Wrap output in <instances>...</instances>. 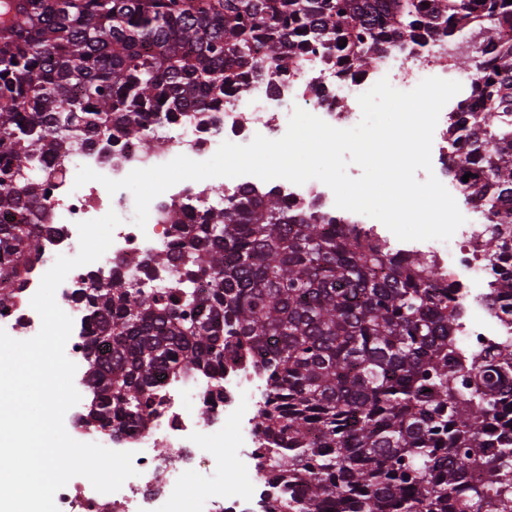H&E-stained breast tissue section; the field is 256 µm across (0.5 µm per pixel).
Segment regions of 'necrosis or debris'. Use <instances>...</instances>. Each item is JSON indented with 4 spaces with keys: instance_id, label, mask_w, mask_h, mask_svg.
Listing matches in <instances>:
<instances>
[{
    "instance_id": "necrosis-or-debris-1",
    "label": "necrosis or debris",
    "mask_w": 512,
    "mask_h": 512,
    "mask_svg": "<svg viewBox=\"0 0 512 512\" xmlns=\"http://www.w3.org/2000/svg\"><path fill=\"white\" fill-rule=\"evenodd\" d=\"M433 73L441 79L448 76L447 70H435L433 57L397 50L383 54L374 69L355 82L339 79L335 72L312 60L297 74L280 80L276 89L257 83L246 98L225 102L222 111L189 112L179 126L155 129L153 135L161 142V149L148 152L133 141L112 147L100 140L78 150L42 187L48 221L57 225L59 232L45 239L20 288L0 291V329L16 340L30 339L39 332L41 319L30 301L43 275L58 256L77 255L79 222L115 212L121 223L113 232L111 246L96 264L73 269L55 293L57 304L73 320L65 353L77 366L75 388L85 391L87 313L74 302V294L89 287L95 278L105 282L118 277L123 283L143 288L168 287L179 277L176 267L160 269L152 278L146 277L143 269L148 255L173 244L168 211L188 198L198 208L211 207L221 192L209 178L181 181L153 199L146 225L141 228L134 222L135 199L129 190L111 194L96 181L76 186L80 167L121 180L133 170L166 164L176 153L205 161L226 141L245 145L258 135L281 138L298 107L332 127L348 129L361 119L359 95L379 80L388 79L393 88L409 91ZM243 181L259 189L273 185L290 206L316 204L326 215L369 232L396 251L422 253L433 260L459 314L456 339L461 347L478 350L512 335V320L498 314L488 302L495 271L486 250V224L461 225L446 241H402L379 220L338 209L333 191L319 180L297 185L277 178L268 184L247 175ZM267 392L263 374L244 357L237 364L225 365L220 385L196 371L183 373L177 381H166L162 401L142 431H116L111 437L100 438L82 425L81 406L72 407L64 418L68 434L80 442L101 441L112 450L133 453L137 474L112 493L98 492L85 477H74L55 496L59 512H249L253 497L263 496L268 488L269 475L256 460L262 450L258 410ZM228 444L248 449L249 460L225 464L222 449ZM165 448L176 450V469H169L162 457ZM202 468L219 473V480L204 485L186 482V475Z\"/></svg>"
}]
</instances>
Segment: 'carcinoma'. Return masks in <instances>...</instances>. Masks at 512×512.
Wrapping results in <instances>:
<instances>
[{
  "mask_svg": "<svg viewBox=\"0 0 512 512\" xmlns=\"http://www.w3.org/2000/svg\"><path fill=\"white\" fill-rule=\"evenodd\" d=\"M475 26L473 80L451 124L453 177L488 212L490 260L512 254V25L506 0H0V289L16 288L51 227L47 165L78 145L138 142L184 112H217L309 55L357 79L380 54L411 55ZM473 174L469 181L462 177ZM169 221L179 291L93 284L83 421L147 427L161 379L224 376L241 353L268 375L259 412L268 512H512V343L468 357L435 267L275 189L251 186ZM210 284L202 296L196 284ZM512 316V274L493 283Z\"/></svg>",
  "mask_w": 512,
  "mask_h": 512,
  "instance_id": "obj_1",
  "label": "carcinoma"
}]
</instances>
